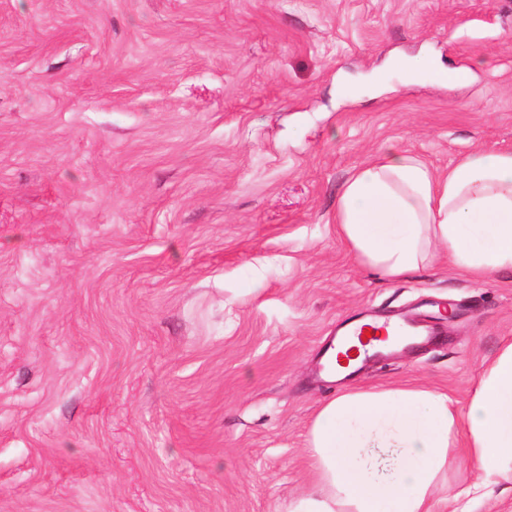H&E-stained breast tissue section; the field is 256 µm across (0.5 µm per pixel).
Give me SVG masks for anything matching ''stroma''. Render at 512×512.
Masks as SVG:
<instances>
[{
  "label": "stroma",
  "mask_w": 512,
  "mask_h": 512,
  "mask_svg": "<svg viewBox=\"0 0 512 512\" xmlns=\"http://www.w3.org/2000/svg\"><path fill=\"white\" fill-rule=\"evenodd\" d=\"M423 50L469 79L370 84ZM479 149L512 152V0H0V512H283L348 317L434 331L351 384L465 401L512 272L382 281L336 204Z\"/></svg>",
  "instance_id": "1"
}]
</instances>
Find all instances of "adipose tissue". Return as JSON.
<instances>
[{
	"label": "adipose tissue",
	"instance_id": "adipose-tissue-1",
	"mask_svg": "<svg viewBox=\"0 0 512 512\" xmlns=\"http://www.w3.org/2000/svg\"><path fill=\"white\" fill-rule=\"evenodd\" d=\"M336 234L388 282L442 260L470 279L512 271V152L478 150L445 173L386 153L344 183ZM452 452L479 484L512 481V339L465 405L419 383L356 385L322 404L311 485L284 512H439Z\"/></svg>",
	"mask_w": 512,
	"mask_h": 512
}]
</instances>
